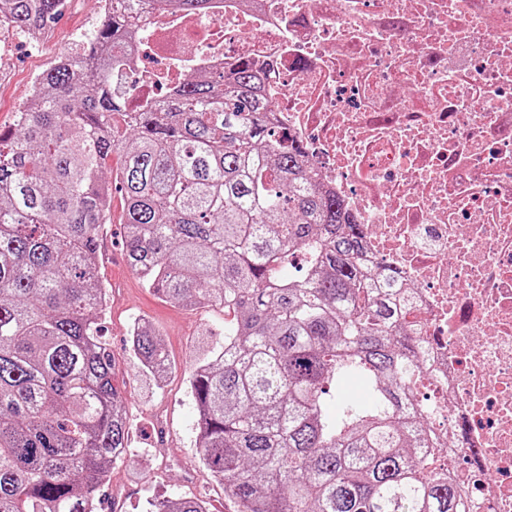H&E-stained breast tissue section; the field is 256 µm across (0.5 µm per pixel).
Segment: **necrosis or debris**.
I'll use <instances>...</instances> for the list:
<instances>
[{"instance_id": "obj_1", "label": "necrosis or debris", "mask_w": 512, "mask_h": 512, "mask_svg": "<svg viewBox=\"0 0 512 512\" xmlns=\"http://www.w3.org/2000/svg\"><path fill=\"white\" fill-rule=\"evenodd\" d=\"M139 5L112 70L137 77L128 111L249 61L270 128L361 225L360 260L413 290L428 349L413 399L453 443L462 512H512V0Z\"/></svg>"}]
</instances>
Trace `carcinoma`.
I'll list each match as a JSON object with an SVG mask.
<instances>
[{"mask_svg": "<svg viewBox=\"0 0 512 512\" xmlns=\"http://www.w3.org/2000/svg\"><path fill=\"white\" fill-rule=\"evenodd\" d=\"M123 2L0 129V512H97L128 454L97 276L114 190L147 287L230 315L189 389L201 466L240 512H460L458 474L432 468L437 442L411 402L424 360L403 321L409 292L359 262V228L268 128L273 103L248 62L127 111L103 56L130 34ZM162 2L192 13L207 0ZM64 6L0 0V17L41 33ZM130 352L155 377L171 369L139 321ZM349 381L365 400L341 397ZM153 507L208 512L195 496Z\"/></svg>", "mask_w": 512, "mask_h": 512, "instance_id": "carcinoma-1", "label": "carcinoma"}]
</instances>
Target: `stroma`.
Here are the masks:
<instances>
[{
	"label": "stroma",
	"mask_w": 512,
	"mask_h": 512,
	"mask_svg": "<svg viewBox=\"0 0 512 512\" xmlns=\"http://www.w3.org/2000/svg\"><path fill=\"white\" fill-rule=\"evenodd\" d=\"M104 19L100 0H67L61 18L38 44L12 27L0 28V128L14 125L36 76L80 52ZM122 201L112 199V222L100 241V275L108 288L105 335L119 363L118 385L131 421L130 451L112 464L99 491V512H150L152 501L198 496L213 512H239L221 482L206 476L196 451V407L188 377L199 347L224 340V312L159 300L130 268L120 223ZM142 318L161 334L174 365L158 379L143 373L128 349V331Z\"/></svg>",
	"instance_id": "35a3bbf8"
}]
</instances>
